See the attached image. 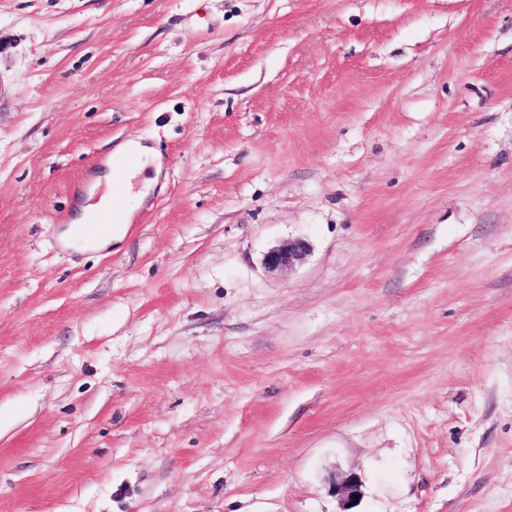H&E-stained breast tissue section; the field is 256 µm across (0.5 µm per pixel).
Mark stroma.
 I'll use <instances>...</instances> for the list:
<instances>
[{
	"instance_id": "1",
	"label": "stroma",
	"mask_w": 512,
	"mask_h": 512,
	"mask_svg": "<svg viewBox=\"0 0 512 512\" xmlns=\"http://www.w3.org/2000/svg\"><path fill=\"white\" fill-rule=\"evenodd\" d=\"M0 512H512V0H0ZM131 150H134L140 157V163L137 167L129 169L125 172L123 178V184L120 187H116L112 182V175L107 181L108 191L100 198V201L95 205H88L79 220H91L98 212L111 208L113 205L114 196L118 194L126 195L134 188V181L142 170L148 165L151 154L145 148L137 146L132 143ZM112 190V191H111ZM125 222L123 224H113L112 229L103 237L94 240L93 242H87L82 238L84 224H70L64 231L63 236L66 239L69 246L84 251L90 249H99L102 245L109 242H119L123 239L126 232V222L128 220V212L124 209ZM308 251V244L300 239L284 242L269 250L264 258L266 267L278 271L290 267L296 260L302 258Z\"/></svg>"
}]
</instances>
